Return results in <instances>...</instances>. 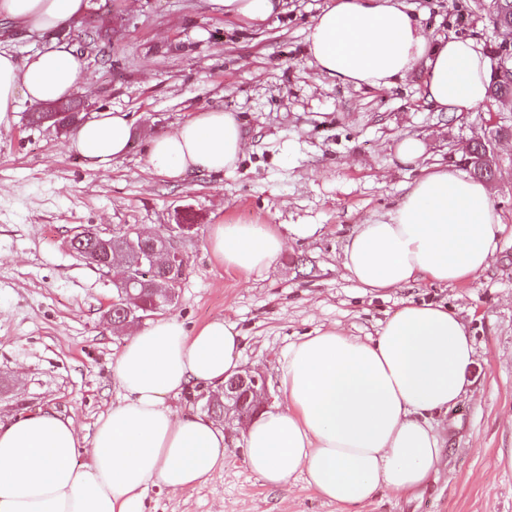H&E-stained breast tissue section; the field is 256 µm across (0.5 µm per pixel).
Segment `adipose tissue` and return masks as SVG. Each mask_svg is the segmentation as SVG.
Listing matches in <instances>:
<instances>
[{
	"label": "adipose tissue",
	"instance_id": "1",
	"mask_svg": "<svg viewBox=\"0 0 512 512\" xmlns=\"http://www.w3.org/2000/svg\"><path fill=\"white\" fill-rule=\"evenodd\" d=\"M225 17L252 24L282 0H211ZM88 0H0V19L45 32L81 17ZM307 53L317 73L344 85L390 89L423 69L436 111L460 113L488 96L490 64L470 38L430 43L402 0H329L313 19ZM83 62L61 44L26 57L0 49V125L21 102L69 97ZM127 113L104 111L73 130L69 149L90 169L128 150ZM248 148L236 113L215 107L149 139L153 174L169 179L236 169ZM503 231L485 181L449 167L424 168L400 203L354 225L342 267L367 292L420 283L456 285L486 271ZM287 235L273 224H215L208 245L225 267L249 274L274 263ZM241 336L216 318L188 332L177 318L128 336L115 358L121 398L81 442L72 418L52 411L0 421V512H146L145 491H181L224 465V431L168 397L198 384L213 391L240 371ZM475 349L463 320L434 303H403L377 336L332 325L288 348L278 382L283 401L243 431L246 463L269 487L303 473L324 499L352 512L379 488L408 494L429 479L444 450L433 415L459 400ZM90 462H76L79 448Z\"/></svg>",
	"mask_w": 512,
	"mask_h": 512
}]
</instances>
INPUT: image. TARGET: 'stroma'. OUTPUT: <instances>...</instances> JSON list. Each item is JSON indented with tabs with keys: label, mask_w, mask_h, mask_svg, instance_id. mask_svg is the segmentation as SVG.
Returning <instances> with one entry per match:
<instances>
[{
	"label": "stroma",
	"mask_w": 512,
	"mask_h": 512,
	"mask_svg": "<svg viewBox=\"0 0 512 512\" xmlns=\"http://www.w3.org/2000/svg\"><path fill=\"white\" fill-rule=\"evenodd\" d=\"M328 0H287L262 26L225 18L206 0H91L87 13L52 36L13 32L18 57L67 42L84 61L73 92L83 114L128 113L133 136L111 168L92 170L53 123L30 124L33 104L0 126V418L53 410L91 438L117 402L114 360L126 332L105 313L117 296L111 273L70 251L78 229L137 228L169 235L181 222L186 264L166 315L187 331L215 318L243 338V370L265 376L279 403L278 372L291 342L332 324L375 333L404 301L447 305L476 346L470 384L434 419L445 440L436 472L416 494L379 489L358 512H512V140L494 148L492 199L504 230L489 268L454 287L423 284L362 293L341 265L353 225L397 205L420 167L400 165L406 137L426 144L425 164L462 168L470 141L490 121L512 126V104L487 100L447 114L422 97V71L397 87L356 88L320 77L306 36ZM428 39L464 36L493 52L506 37L491 0H405ZM224 107L239 115L249 148L237 169L185 181L151 173L152 134L193 113ZM304 224L270 267H224L207 238L214 224ZM243 427L224 426V467L194 488L146 490L147 512H341L302 474L265 486L248 469Z\"/></svg>",
	"instance_id": "stroma-1"
}]
</instances>
